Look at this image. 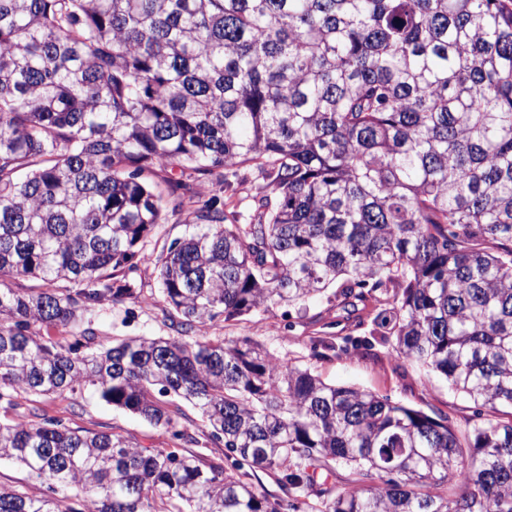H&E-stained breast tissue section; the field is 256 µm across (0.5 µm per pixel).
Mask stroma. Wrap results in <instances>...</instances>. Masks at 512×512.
Returning <instances> with one entry per match:
<instances>
[{
	"label": "stroma",
	"instance_id": "stroma-1",
	"mask_svg": "<svg viewBox=\"0 0 512 512\" xmlns=\"http://www.w3.org/2000/svg\"><path fill=\"white\" fill-rule=\"evenodd\" d=\"M167 172L158 170L147 179L164 196L165 220L151 233L145 249L160 253L163 247L189 231L192 211L206 201L218 199L226 211L236 213L239 223L254 221L263 198L272 197L273 188L253 166L231 170L219 169L211 175L185 172L182 189L169 193ZM140 292L138 303L103 301L91 315L93 326L104 343L130 336H165L169 330L162 322L159 303V280L154 264L142 265L135 276ZM207 333L212 337H248L276 356L302 363H313L326 381L336 385H356L388 396L406 405L434 407L448 412L457 427L463 428L471 415L470 404L448 390L447 382L435 375L426 376L409 363H395L391 344L376 343L370 354L352 347V339L367 336V329H356L353 322H341L333 328L336 351L321 358H311L307 329L297 309L276 307L266 313L240 317L232 325L216 320ZM20 408L41 407L50 417L63 419L71 427L93 432L116 433L134 438L144 448H166L169 437L139 416L113 408L100 401L92 388L77 393L32 398L21 393L16 397Z\"/></svg>",
	"mask_w": 512,
	"mask_h": 512
}]
</instances>
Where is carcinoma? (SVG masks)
I'll list each match as a JSON object with an SVG mask.
<instances>
[{"label":"carcinoma","mask_w":512,"mask_h":512,"mask_svg":"<svg viewBox=\"0 0 512 512\" xmlns=\"http://www.w3.org/2000/svg\"><path fill=\"white\" fill-rule=\"evenodd\" d=\"M245 164L277 193L257 222L210 200L139 248L164 221L144 173ZM152 260L175 334L105 345L89 314ZM333 284L466 428L203 335ZM85 385L173 447L32 406L0 461L46 492L0 485V512H512V0H0V408Z\"/></svg>","instance_id":"obj_1"}]
</instances>
